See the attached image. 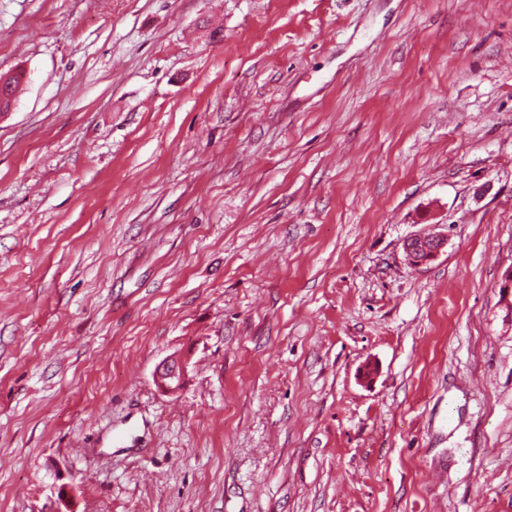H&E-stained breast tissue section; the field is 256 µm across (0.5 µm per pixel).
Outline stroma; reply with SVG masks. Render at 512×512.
I'll return each mask as SVG.
<instances>
[{"label": "stroma", "instance_id": "35a3bbf8", "mask_svg": "<svg viewBox=\"0 0 512 512\" xmlns=\"http://www.w3.org/2000/svg\"><path fill=\"white\" fill-rule=\"evenodd\" d=\"M19 71L0 512H512V0H0ZM448 238L437 233H420L410 237L404 246L407 259L412 262L431 260L440 255L447 244ZM424 252L426 258L419 256ZM188 373L187 359L180 353L166 357L155 375L158 384L168 392H175L183 385Z\"/></svg>", "mask_w": 512, "mask_h": 512}]
</instances>
